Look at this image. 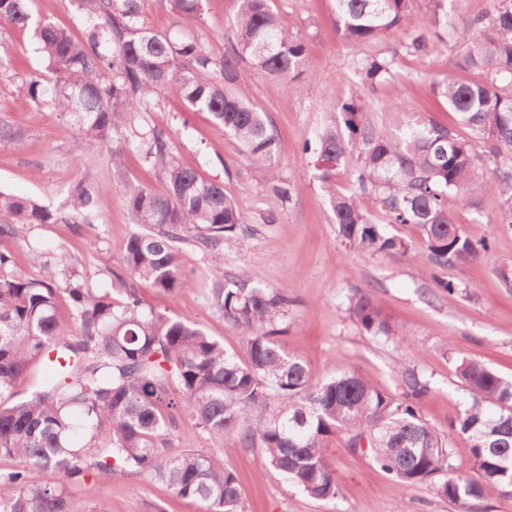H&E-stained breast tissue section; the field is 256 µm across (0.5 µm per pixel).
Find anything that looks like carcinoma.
<instances>
[{"instance_id":"obj_1","label":"carcinoma","mask_w":512,"mask_h":512,"mask_svg":"<svg viewBox=\"0 0 512 512\" xmlns=\"http://www.w3.org/2000/svg\"><path fill=\"white\" fill-rule=\"evenodd\" d=\"M86 21L76 41L47 20H36L28 0H0V27L31 30L52 77L30 76L26 94L50 105L91 142L112 152L113 182L143 230L120 248L121 271L108 270L112 287L93 288L75 277L68 256L53 257L49 282L28 277L0 253V512H77L66 483L81 484L89 512H111L99 483L118 472L160 480L199 512H244L239 484L224 459L193 448L175 449L169 430L184 416L222 441L237 437L263 449L269 468L308 496L337 497L335 469L324 437L347 436L356 452L368 442L375 463L400 488L426 484L436 495L476 512L475 503L512 488V378L463 358L456 371L470 402L452 424L467 437L473 474H458L445 435L422 415L430 383L400 359L399 392L357 373L312 382L304 357L288 352L279 328L288 313L283 290L214 273L207 299L241 330L243 354L196 324L145 310L142 287L174 299L186 258L177 243L190 229L196 242L244 244L249 235L238 203L224 183L209 181L179 163L169 135L144 126L164 95L205 112L242 146L251 177L285 207L294 184L279 167L277 133L265 114L241 96L246 64L289 89L307 72L305 37L288 29L273 0H237L230 23L232 51L214 58L187 33H158L146 26L148 6L177 16L186 30L201 19L203 0H73ZM454 0H334V32L353 47L354 72L367 88L399 76L400 52L447 49L455 30ZM403 30L401 50L372 48ZM456 115V129L413 113L398 135L374 120V109L353 100L320 129L316 166L343 243L367 253H395L409 245L384 224H414L429 270L486 256L488 239L473 241L448 211V198L478 210L485 198L501 201L497 223L512 229V0H493L486 15L464 29L448 74L430 82ZM143 152L164 177L162 189L132 184L117 161L118 139ZM352 162L351 189L336 188L333 171ZM372 199L378 213L363 208ZM72 217L98 212L95 187L72 194ZM0 239L20 224H53L58 213L36 201L0 191ZM69 312L62 321L61 307ZM348 312L369 336H399L372 296L356 292ZM31 389L20 396L19 385ZM53 471L54 483L43 479Z\"/></svg>"}]
</instances>
